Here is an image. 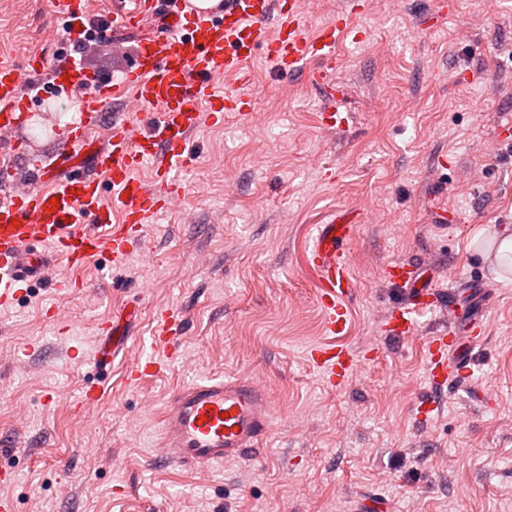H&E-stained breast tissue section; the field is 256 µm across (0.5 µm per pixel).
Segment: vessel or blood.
Instances as JSON below:
<instances>
[{
	"label": "vessel or blood",
	"instance_id": "vessel-or-blood-1",
	"mask_svg": "<svg viewBox=\"0 0 512 512\" xmlns=\"http://www.w3.org/2000/svg\"><path fill=\"white\" fill-rule=\"evenodd\" d=\"M49 12L70 41L90 24L86 0H50ZM112 29L141 30L145 36L131 65L109 77L91 74L70 55L52 68L36 52L22 66L0 60V152L22 153L27 167L25 178L0 192V305L12 303L34 280L52 277L58 287L69 286L58 269L81 267L102 253L122 263L144 224L184 199L178 172L192 161L190 137L204 119L250 112L248 81L240 76L244 62L259 53L274 72L324 78L346 23L339 17L306 36L300 0H220L207 9L194 0H115ZM47 69L58 92L71 93L80 83L84 93L79 121L54 128L52 146L44 147L30 135L33 105L43 91L25 94L21 86ZM106 122L111 125L106 144L92 143L91 129ZM146 165L154 170L149 185L137 175ZM353 230L350 224L318 225L309 251L332 336L343 333L348 321L345 301L354 281L347 246ZM382 276L409 291L380 327L392 338L412 335L418 315L441 307L448 297L415 262L388 263ZM182 324L179 312L159 310L153 343L162 356L135 359L128 366L131 379L170 366L167 345ZM99 333L104 341L95 349L94 363L107 365L127 352V337L113 333L111 325H102ZM486 333L477 318L431 336L432 378L462 375L467 365L458 351ZM308 359L330 386L342 384L360 365L350 350L333 343L313 346ZM274 416L272 400L255 380L199 378L168 399L158 448L165 460L186 468L240 461L270 433Z\"/></svg>",
	"mask_w": 512,
	"mask_h": 512
}]
</instances>
